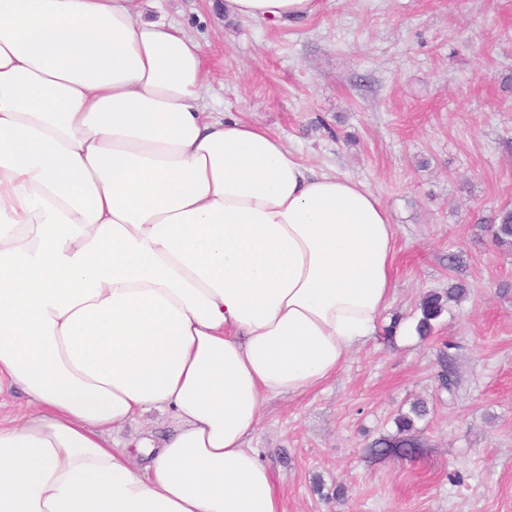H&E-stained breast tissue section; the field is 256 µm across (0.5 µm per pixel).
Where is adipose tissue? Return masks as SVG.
<instances>
[{
  "instance_id": "ef3b65f1",
  "label": "adipose tissue",
  "mask_w": 512,
  "mask_h": 512,
  "mask_svg": "<svg viewBox=\"0 0 512 512\" xmlns=\"http://www.w3.org/2000/svg\"><path fill=\"white\" fill-rule=\"evenodd\" d=\"M142 5L0 0V385L30 398L0 512H282L263 401L335 377L392 299L380 200L208 116L202 45Z\"/></svg>"
}]
</instances>
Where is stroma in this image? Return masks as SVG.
I'll return each mask as SVG.
<instances>
[{
    "mask_svg": "<svg viewBox=\"0 0 512 512\" xmlns=\"http://www.w3.org/2000/svg\"><path fill=\"white\" fill-rule=\"evenodd\" d=\"M222 2L158 0L155 13L203 46L211 112L269 129L390 211L382 324L468 286L432 337L372 336L330 382L264 403L251 446L283 512H512V252L489 232L512 204V0H319L292 25ZM417 401L429 413L415 453L373 455Z\"/></svg>",
    "mask_w": 512,
    "mask_h": 512,
    "instance_id": "obj_1",
    "label": "stroma"
}]
</instances>
